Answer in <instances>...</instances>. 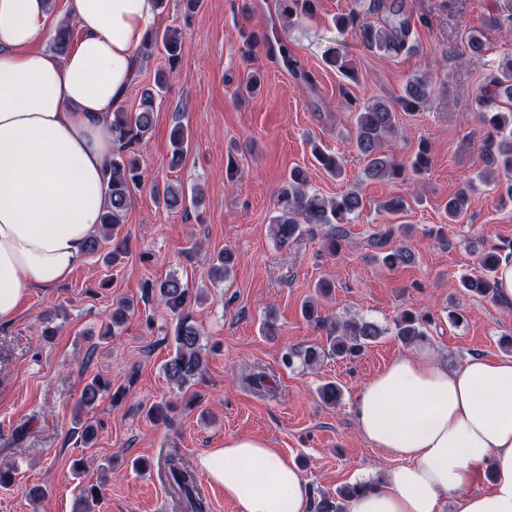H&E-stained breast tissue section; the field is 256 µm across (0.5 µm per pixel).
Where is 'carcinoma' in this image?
<instances>
[{
  "mask_svg": "<svg viewBox=\"0 0 512 512\" xmlns=\"http://www.w3.org/2000/svg\"><path fill=\"white\" fill-rule=\"evenodd\" d=\"M361 2L345 14L335 17L333 25L339 32L349 28L358 30L361 43L369 50L387 55H399L409 49L407 38L410 21L401 17L403 6L392 0H369L365 10H360ZM278 16L288 24L301 17L311 18L316 14V0H277ZM389 12L393 19L383 24L364 20L361 13L379 14ZM73 30L67 24L60 25L54 34L56 51L69 50ZM163 48L164 64L157 70L155 88L144 91L135 112H126L118 107L112 113V136L117 150L112 156L109 171V204L101 217V236L90 239L87 250H100L101 241L110 240L112 250L104 257L108 266L120 261L127 251V238L122 236L124 218L133 201V190L144 180L140 161V148L151 137L156 111L158 91L162 90L167 77L174 72L183 55L182 34L175 27L164 30H150L142 47V57L151 58L158 48ZM465 48L471 55H481L487 49L484 34L467 33ZM326 63L336 68L347 78L355 79L354 69L349 66L345 56L334 51L326 58ZM431 90L428 79L409 80L403 94L395 103L375 100L359 104L346 97L347 107L355 113V146L365 159L364 174L370 178L388 177L403 182L424 173L430 165V151L426 143L418 145L417 152L410 164H402L382 151V145L397 134L396 109L406 112L420 110ZM478 112L487 135L481 139V154L487 170L493 174L512 177V59L507 60L486 79V84L477 98ZM191 145L190 134L184 125L176 124L170 133V158L168 165L175 169L181 166ZM311 152L317 163L327 173L339 177L343 166L339 157L325 149L321 144L311 142ZM308 177L301 168H293L276 195L277 215L272 219L275 240L281 247L293 243L303 233L304 225L331 226L324 238L323 246L330 253H336L345 239L343 225L350 224L363 206L362 196L355 190L345 191L333 198H325L307 190ZM470 188L466 187L448 198L445 205L448 219L454 220L462 215L469 200ZM158 200L166 208L174 210L186 205L184 192L170 184L155 187ZM410 201L397 194L383 203L382 208L390 214L407 211ZM235 255L226 248L212 259L207 276L222 280L229 273ZM414 260L413 252L401 241H396L391 250L383 255V264L388 268L406 265ZM502 254L495 249L479 253V265L482 274L464 277L461 287L464 290L484 297L496 298L497 272ZM156 298L176 316L173 331L174 354L163 365L167 380L183 388L198 378L203 369L201 330L192 315V308L200 300V295L192 292L178 278L172 276L158 284H146L144 298ZM303 317L322 326L329 336L325 346L292 347L283 354L282 363L291 368L295 361L306 366L318 363L324 357L351 359L360 355L364 349L375 343L386 329L362 318L331 321L319 316L318 307L307 301L301 308ZM135 312V304L130 299L117 302L112 309V323L107 325L104 335L116 334V328L125 321L127 315ZM433 318L412 309L401 311L394 321L395 336L405 344L420 343L428 340V327ZM112 382L95 376L87 383L77 401L75 417L83 410L93 406L99 396L111 389ZM158 471L169 494L177 497L181 503V512H209V504L197 491L194 470L184 461L178 451L166 453L158 463ZM366 484L345 485L336 491V499L326 495L313 505L314 512H346L347 502L364 489ZM101 496L100 485H86L77 497V512H93L95 503Z\"/></svg>",
  "mask_w": 512,
  "mask_h": 512,
  "instance_id": "1",
  "label": "carcinoma"
}]
</instances>
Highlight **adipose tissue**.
I'll return each instance as SVG.
<instances>
[{
  "mask_svg": "<svg viewBox=\"0 0 512 512\" xmlns=\"http://www.w3.org/2000/svg\"><path fill=\"white\" fill-rule=\"evenodd\" d=\"M155 0H70L81 32L66 57L36 48L46 0H0V323L26 295L71 276L99 230L115 144L112 112L157 21ZM360 433L396 461L348 512H512V357L451 369L405 354L359 393ZM199 469L238 512H310L297 466L232 436ZM491 486L470 492L476 476Z\"/></svg>",
  "mask_w": 512,
  "mask_h": 512,
  "instance_id": "1",
  "label": "adipose tissue"
}]
</instances>
